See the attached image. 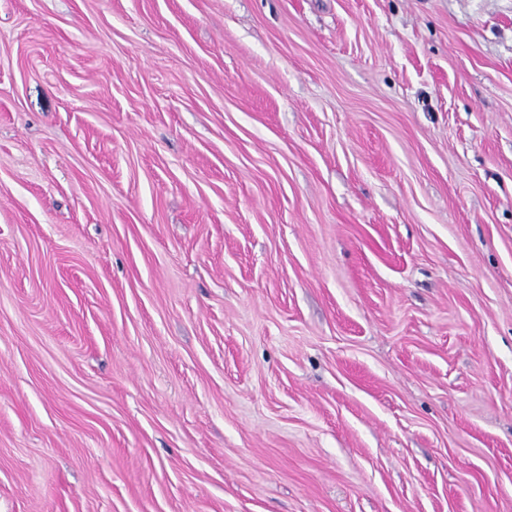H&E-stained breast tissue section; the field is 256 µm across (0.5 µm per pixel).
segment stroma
<instances>
[{"label": "stroma", "instance_id": "35a3bbf8", "mask_svg": "<svg viewBox=\"0 0 512 512\" xmlns=\"http://www.w3.org/2000/svg\"><path fill=\"white\" fill-rule=\"evenodd\" d=\"M0 512H512V0H0Z\"/></svg>", "mask_w": 512, "mask_h": 512}]
</instances>
